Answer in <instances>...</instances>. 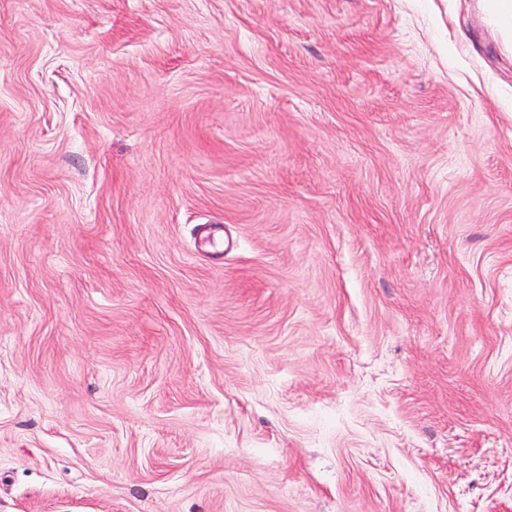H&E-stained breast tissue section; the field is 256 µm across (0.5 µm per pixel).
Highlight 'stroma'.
Instances as JSON below:
<instances>
[{
  "label": "stroma",
  "instance_id": "obj_1",
  "mask_svg": "<svg viewBox=\"0 0 512 512\" xmlns=\"http://www.w3.org/2000/svg\"><path fill=\"white\" fill-rule=\"evenodd\" d=\"M0 512H512L493 0H0Z\"/></svg>",
  "mask_w": 512,
  "mask_h": 512
}]
</instances>
